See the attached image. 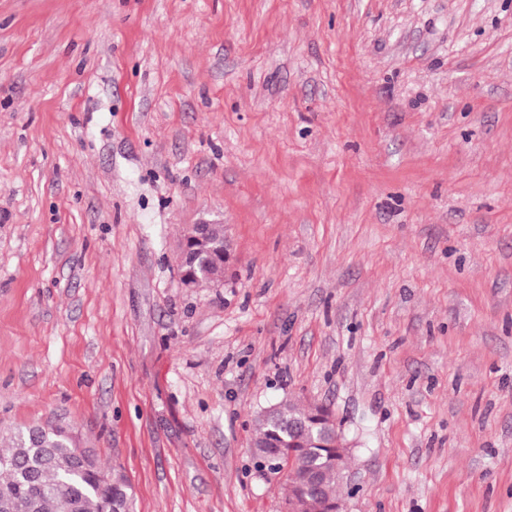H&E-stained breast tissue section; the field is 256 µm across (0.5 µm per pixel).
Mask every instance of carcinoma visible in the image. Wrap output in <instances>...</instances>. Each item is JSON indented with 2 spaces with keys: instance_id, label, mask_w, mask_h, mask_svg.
Returning a JSON list of instances; mask_svg holds the SVG:
<instances>
[{
  "instance_id": "carcinoma-1",
  "label": "carcinoma",
  "mask_w": 512,
  "mask_h": 512,
  "mask_svg": "<svg viewBox=\"0 0 512 512\" xmlns=\"http://www.w3.org/2000/svg\"><path fill=\"white\" fill-rule=\"evenodd\" d=\"M223 261L183 268L203 281L219 273ZM326 409L290 399L257 417L253 448L258 466L288 464V485L297 512H320V497L338 499L343 470L336 433L326 425ZM76 444L61 428L32 424L0 436V499L3 512H132L130 485L124 476L102 471L95 462H75Z\"/></svg>"
}]
</instances>
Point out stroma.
<instances>
[{"instance_id":"35a3bbf8","label":"stroma","mask_w":512,"mask_h":512,"mask_svg":"<svg viewBox=\"0 0 512 512\" xmlns=\"http://www.w3.org/2000/svg\"><path fill=\"white\" fill-rule=\"evenodd\" d=\"M285 398L343 512H512V0H0V434L134 512H283ZM211 223L195 224L194 230L189 238L192 239L191 243L195 246L192 248V252L188 253L187 259L194 266L180 267L182 271L187 272V275L192 277L193 280L199 278L203 281L204 285L210 275H216L219 273L223 266V259L219 261H212L205 266H197L196 263L199 261L203 254L199 253V250L206 248L209 243L208 233L206 231L207 226ZM209 237L212 241L224 244V227L220 224H211ZM321 414H326V409L318 405L285 399L275 404L270 413L261 412L257 417L252 441L254 458L261 468L263 462H288V485L296 494L297 512H320V496L334 500L323 504L324 511H342V504L336 499L346 466L336 452L339 456L344 452H340L336 432L331 431Z\"/></svg>"}]
</instances>
